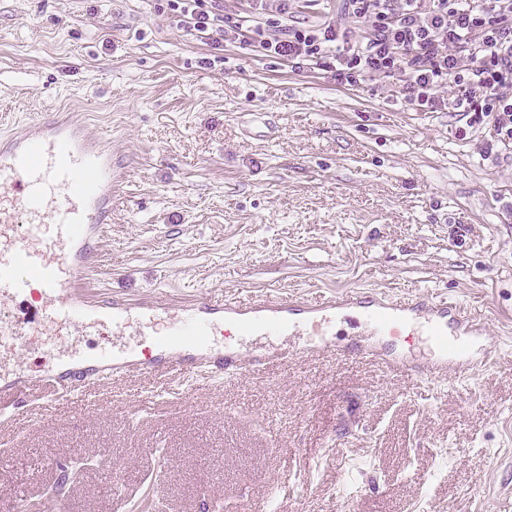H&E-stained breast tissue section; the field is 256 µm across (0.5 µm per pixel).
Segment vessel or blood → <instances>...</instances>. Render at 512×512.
<instances>
[{
    "mask_svg": "<svg viewBox=\"0 0 512 512\" xmlns=\"http://www.w3.org/2000/svg\"><path fill=\"white\" fill-rule=\"evenodd\" d=\"M113 179L111 138H90L76 115L34 120L0 141V297L27 310V326L77 318L101 338L93 356L68 352L64 368L50 367L35 377L23 370L1 372L0 399L12 401L18 420L29 421L24 402L36 391L52 404L89 385L134 374L190 378L203 371L221 380L289 357L285 351L245 353L233 344L214 351L210 338L219 330L280 336L306 329L320 336V348L330 349L335 342L327 338L326 325L333 321L359 318L375 335L390 338L405 335L417 323L437 350L432 361L383 356L373 346H355L351 352L380 357L388 369L430 380L452 370L479 371L498 354L482 318L455 301L425 293L347 290L309 302L276 291L260 299L216 301L203 295L179 303L162 293L135 302L105 290L90 292L85 272L112 212ZM21 281L35 289L37 300L18 292ZM134 322L141 324L149 351L138 346L115 350L113 337ZM27 326L18 327V335H25Z\"/></svg>",
    "mask_w": 512,
    "mask_h": 512,
    "instance_id": "vessel-or-blood-1",
    "label": "vessel or blood"
}]
</instances>
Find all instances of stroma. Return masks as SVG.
<instances>
[{
	"label": "stroma",
	"mask_w": 512,
	"mask_h": 512,
	"mask_svg": "<svg viewBox=\"0 0 512 512\" xmlns=\"http://www.w3.org/2000/svg\"><path fill=\"white\" fill-rule=\"evenodd\" d=\"M210 54L162 0H0V138L59 111L112 137L91 286L145 301L450 296L500 354L427 381L252 336L244 347L289 346L291 361L220 381L132 376L36 426L0 420V512H512V159L482 160L488 126L414 111L389 81L347 90L327 68ZM20 318L0 302L2 366L35 375L97 345L74 324L14 342Z\"/></svg>",
	"instance_id": "1"
}]
</instances>
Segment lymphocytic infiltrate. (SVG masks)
<instances>
[{
  "mask_svg": "<svg viewBox=\"0 0 512 512\" xmlns=\"http://www.w3.org/2000/svg\"><path fill=\"white\" fill-rule=\"evenodd\" d=\"M167 2L176 27L213 50L230 42L292 68L328 65L349 90L392 80L412 109L491 120L483 157L512 158V0H340L316 25L295 21V0H245L236 13L221 0Z\"/></svg>",
  "mask_w": 512,
  "mask_h": 512,
  "instance_id": "obj_1",
  "label": "lymphocytic infiltrate"
}]
</instances>
